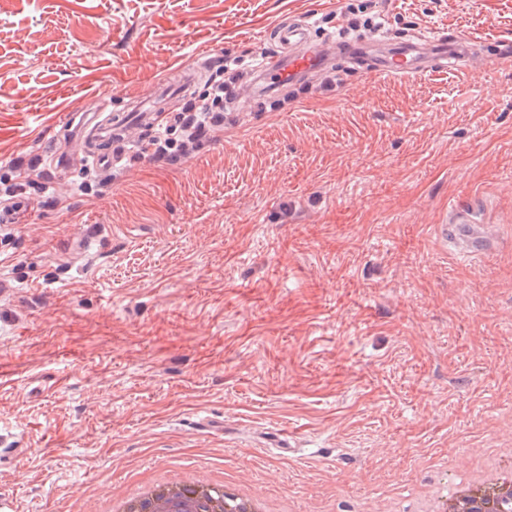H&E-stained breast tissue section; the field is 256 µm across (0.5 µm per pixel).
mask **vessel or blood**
Masks as SVG:
<instances>
[{
    "label": "vessel or blood",
    "mask_w": 512,
    "mask_h": 512,
    "mask_svg": "<svg viewBox=\"0 0 512 512\" xmlns=\"http://www.w3.org/2000/svg\"><path fill=\"white\" fill-rule=\"evenodd\" d=\"M263 41L270 46L271 52L263 56L255 71V93L263 94L308 79L325 63L322 51L311 39L308 18L297 17L273 23L265 30ZM471 42V37L456 32L426 38L421 49L390 47L373 56L368 69L385 76L445 70L453 66L455 60L466 56ZM212 64L211 53L201 52L192 63L176 68L172 79L159 84L151 97L138 101L136 105L121 112L83 114L74 132L88 143L84 164L102 171L112 169L130 144L126 137L128 125L134 122L149 131L162 128L170 118L161 106L162 101L186 94Z\"/></svg>",
    "instance_id": "obj_1"
}]
</instances>
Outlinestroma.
<instances>
[{"mask_svg": "<svg viewBox=\"0 0 512 512\" xmlns=\"http://www.w3.org/2000/svg\"><path fill=\"white\" fill-rule=\"evenodd\" d=\"M480 35V63L343 61L253 96L264 30ZM223 129L81 167L70 113L121 111L201 49ZM512 0H0V454L8 512H103L159 473L278 512H415L512 464ZM284 101V111L273 110ZM69 166L43 167L46 153ZM481 245L444 239L458 210Z\"/></svg>", "mask_w": 512, "mask_h": 512, "instance_id": "obj_1", "label": "stroma"}]
</instances>
